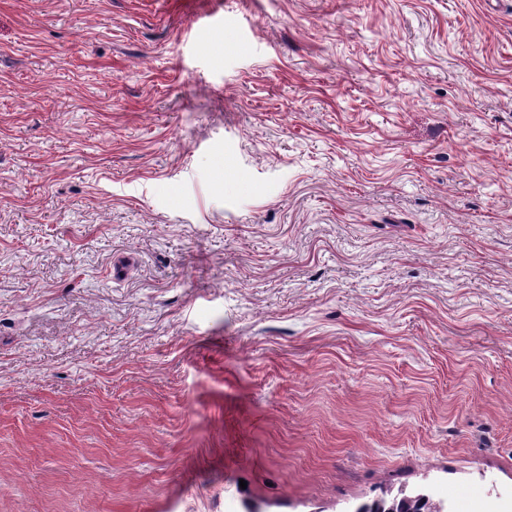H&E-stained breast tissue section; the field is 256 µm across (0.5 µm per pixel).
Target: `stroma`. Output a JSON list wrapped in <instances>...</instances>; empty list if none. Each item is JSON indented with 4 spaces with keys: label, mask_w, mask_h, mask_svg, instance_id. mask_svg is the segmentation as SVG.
<instances>
[{
    "label": "stroma",
    "mask_w": 512,
    "mask_h": 512,
    "mask_svg": "<svg viewBox=\"0 0 512 512\" xmlns=\"http://www.w3.org/2000/svg\"><path fill=\"white\" fill-rule=\"evenodd\" d=\"M512 512V0H0V512ZM392 490H383L380 498L376 502L377 511L375 512H394L387 511L388 509L395 507L401 511L395 512H419L417 509L423 508L429 510L428 512H447L448 510H440V506L435 503L433 499L429 501H423L422 498L418 497L421 493L418 489L414 491H407V489H397L394 493ZM379 509H381L379 511Z\"/></svg>",
    "instance_id": "1"
}]
</instances>
